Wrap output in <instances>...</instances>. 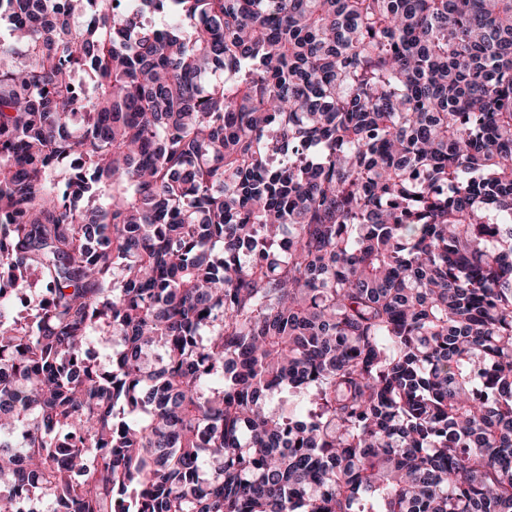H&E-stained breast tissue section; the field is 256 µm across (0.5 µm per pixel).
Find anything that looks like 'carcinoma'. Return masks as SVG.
<instances>
[{"instance_id": "carcinoma-1", "label": "carcinoma", "mask_w": 512, "mask_h": 512, "mask_svg": "<svg viewBox=\"0 0 512 512\" xmlns=\"http://www.w3.org/2000/svg\"><path fill=\"white\" fill-rule=\"evenodd\" d=\"M4 19L5 512H512V0Z\"/></svg>"}]
</instances>
